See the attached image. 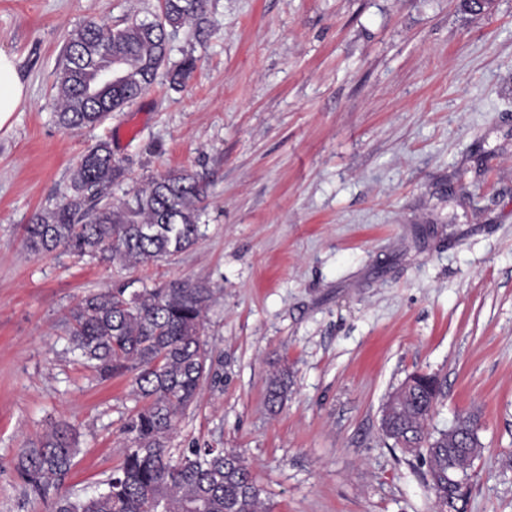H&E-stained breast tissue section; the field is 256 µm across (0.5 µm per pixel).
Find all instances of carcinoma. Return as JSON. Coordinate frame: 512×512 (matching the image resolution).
Segmentation results:
<instances>
[{
  "instance_id": "cac0c4a2",
  "label": "carcinoma",
  "mask_w": 512,
  "mask_h": 512,
  "mask_svg": "<svg viewBox=\"0 0 512 512\" xmlns=\"http://www.w3.org/2000/svg\"><path fill=\"white\" fill-rule=\"evenodd\" d=\"M208 0H163L161 21L147 27L131 17L113 29L91 22L70 39L55 83L60 125L102 124L147 92L164 74L172 86L195 69L185 58L169 67V40L186 29L197 41L206 35ZM118 64L123 80L93 89L98 72ZM119 175L109 141L101 140L79 160L68 193L52 209L24 225L27 250L56 251L118 263L125 268L168 262L201 238L207 185L191 171L169 170L134 190L133 201L114 202L108 189ZM212 291L204 284L171 281L131 295L108 288L84 297L70 312L71 349L102 376L131 374L135 410L123 426L125 448L104 488L87 496L63 490L78 453L66 425H58L19 453L14 470L28 492H55V512H266L252 465L228 448H189L174 459L168 451L179 418L215 382L213 350L205 339ZM441 394L431 375L394 395L396 441L425 452L427 475L440 512H458L448 481L471 480L482 452L477 417L459 415L434 434L427 429ZM288 396V370L269 379L267 404L274 412Z\"/></svg>"
}]
</instances>
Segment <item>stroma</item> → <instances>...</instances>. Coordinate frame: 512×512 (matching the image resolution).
<instances>
[{
  "label": "stroma",
  "instance_id": "obj_1",
  "mask_svg": "<svg viewBox=\"0 0 512 512\" xmlns=\"http://www.w3.org/2000/svg\"><path fill=\"white\" fill-rule=\"evenodd\" d=\"M161 0H0V50L28 98L0 128V512L25 496L21 448L67 423V489L121 460L130 376L100 378L65 321L85 296L190 280L213 291L206 339L222 382L181 416L172 453L233 448L269 512H439L427 465L381 428L409 374L438 377L429 430L475 414L482 454L461 512H512V0H210L201 41L177 32L180 87L159 78L101 125L54 116L58 61L96 20H151ZM112 197L186 168L209 185L205 236L127 269L23 243L99 140ZM288 368L278 413L269 377Z\"/></svg>",
  "mask_w": 512,
  "mask_h": 512
}]
</instances>
